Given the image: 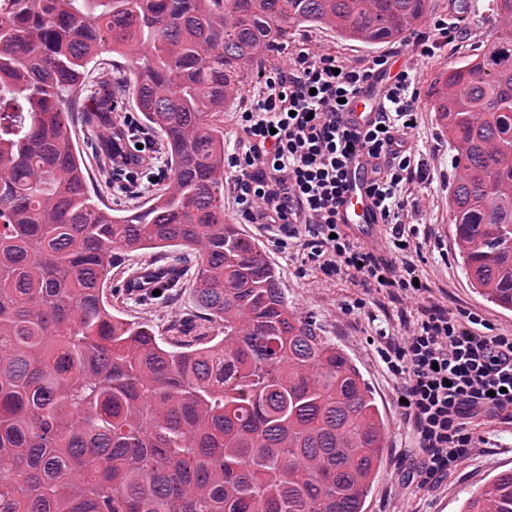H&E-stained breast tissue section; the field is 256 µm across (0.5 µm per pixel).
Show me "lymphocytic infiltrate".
<instances>
[{"label": "lymphocytic infiltrate", "mask_w": 512, "mask_h": 512, "mask_svg": "<svg viewBox=\"0 0 512 512\" xmlns=\"http://www.w3.org/2000/svg\"><path fill=\"white\" fill-rule=\"evenodd\" d=\"M461 28L436 19L402 47L405 62L383 87L366 130L346 125L349 102L384 73L388 57L352 60L303 47L287 66L259 69L252 102L234 117L238 144L224 156L232 204L271 241L300 240L303 265L350 278L361 296L343 304L364 312L366 297L417 300L401 314L403 336H387L376 353L399 381L400 421L414 449L407 483L437 487L467 456L472 426L484 419L512 423V334L496 332L476 311L434 301L414 256L417 226L406 224L409 187L429 175L417 145L419 61L459 38ZM360 152L367 193L386 228L389 256L361 245L340 224L346 167Z\"/></svg>", "instance_id": "lymphocytic-infiltrate-1"}]
</instances>
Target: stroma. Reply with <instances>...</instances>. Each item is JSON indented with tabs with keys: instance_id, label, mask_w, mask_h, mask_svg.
Segmentation results:
<instances>
[{
	"instance_id": "obj_1",
	"label": "stroma",
	"mask_w": 512,
	"mask_h": 512,
	"mask_svg": "<svg viewBox=\"0 0 512 512\" xmlns=\"http://www.w3.org/2000/svg\"><path fill=\"white\" fill-rule=\"evenodd\" d=\"M489 2L432 0L431 18L458 21L469 35L442 47L434 58L419 64L421 80L418 90L422 112L414 140L434 179L429 184L415 185L413 194L420 198L421 204L418 212L409 214L408 220L429 233V240L422 246L418 260L435 297L447 298L452 306L476 310L499 330L512 333V311L499 309L473 290L455 252L448 215V187L454 172L453 153L448 146L447 131L438 124L429 107L438 74L450 62L475 53L492 36ZM303 46H317L333 54L361 60L377 54L376 49L337 40L335 34L328 30L300 27L291 32L286 44L273 47L263 64L267 67L284 65L291 53ZM70 134L84 154L92 188L102 190V199L108 206L125 211L151 198V190L144 187L105 189L93 160L98 133L89 132L77 120L73 122ZM224 216L229 223L240 225L242 232L259 244L277 271L289 308L309 319L318 336L338 346L354 361L379 404L386 424V439L379 471L370 485L366 512H460L463 501L495 474L503 470L512 471V424L487 419L476 426L473 446L466 460L457 471L449 474L439 488L404 484L403 468L412 444L411 437L403 428L396 410L397 383L381 367L375 348L368 341L369 336L375 335L380 328L393 336L402 335L396 308L387 299L376 295L370 299L364 313L355 316L343 314L340 310L342 303L358 293L348 280H330L320 272L303 268L296 245H289L285 250L277 247L258 231L256 225L243 223L232 203H225ZM171 263L181 265L185 271L190 267L184 254L179 252L150 249L123 256L121 267L112 271L113 311L130 320L149 322L161 336H169L174 324L196 312L190 276H183L180 288L171 299L146 303L129 296L124 270Z\"/></svg>"
}]
</instances>
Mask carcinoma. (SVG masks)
Returning a JSON list of instances; mask_svg holds the SVG:
<instances>
[{
	"instance_id": "obj_1",
	"label": "carcinoma",
	"mask_w": 512,
	"mask_h": 512,
	"mask_svg": "<svg viewBox=\"0 0 512 512\" xmlns=\"http://www.w3.org/2000/svg\"><path fill=\"white\" fill-rule=\"evenodd\" d=\"M494 34L435 80L430 107L455 171L448 215L462 268L512 310V0ZM428 0H0V512H364L386 425L360 370L288 308L263 250L224 222L221 112L246 67L321 27L391 43ZM104 53L172 163L147 205L101 207L71 113L106 127L98 162L132 128L110 85L83 84ZM184 248L201 317L222 334L161 342L112 313L118 252ZM179 287L138 268L127 283ZM464 512H512V471Z\"/></svg>"
}]
</instances>
